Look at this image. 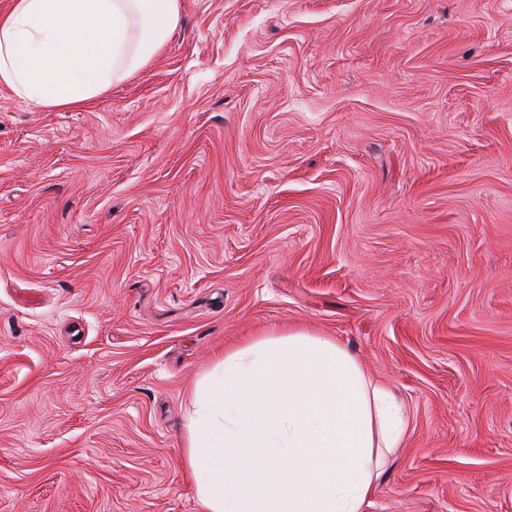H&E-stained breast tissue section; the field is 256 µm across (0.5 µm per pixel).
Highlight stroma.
Wrapping results in <instances>:
<instances>
[{
  "label": "stroma",
  "mask_w": 512,
  "mask_h": 512,
  "mask_svg": "<svg viewBox=\"0 0 512 512\" xmlns=\"http://www.w3.org/2000/svg\"><path fill=\"white\" fill-rule=\"evenodd\" d=\"M288 330L405 409L366 512H512V0H180L79 109L0 85V512H204L189 390Z\"/></svg>",
  "instance_id": "1"
}]
</instances>
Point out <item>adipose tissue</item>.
I'll use <instances>...</instances> for the list:
<instances>
[{
  "label": "adipose tissue",
  "mask_w": 512,
  "mask_h": 512,
  "mask_svg": "<svg viewBox=\"0 0 512 512\" xmlns=\"http://www.w3.org/2000/svg\"><path fill=\"white\" fill-rule=\"evenodd\" d=\"M179 0H11L0 84L74 109L151 63ZM185 463L204 512H365L408 419L349 350L303 332L217 358L190 395Z\"/></svg>",
  "instance_id": "ef3b65f1"
}]
</instances>
